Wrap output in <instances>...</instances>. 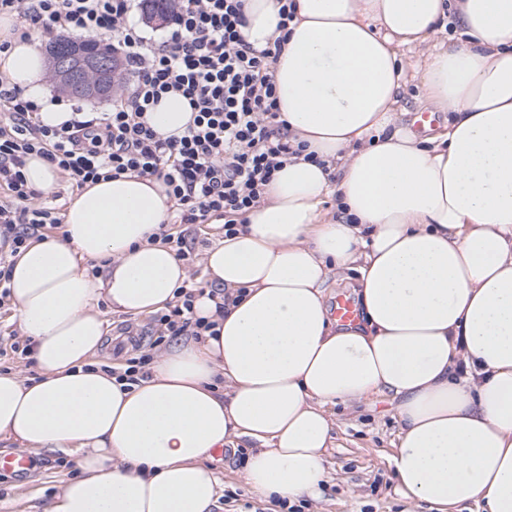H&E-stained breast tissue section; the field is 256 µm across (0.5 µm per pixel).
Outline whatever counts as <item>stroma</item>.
<instances>
[{
	"label": "stroma",
	"instance_id": "obj_1",
	"mask_svg": "<svg viewBox=\"0 0 512 512\" xmlns=\"http://www.w3.org/2000/svg\"><path fill=\"white\" fill-rule=\"evenodd\" d=\"M113 334L125 336L112 348L109 362L119 366L128 358L150 351V316L110 314ZM338 423L334 448L326 467L331 478L320 500L309 501L305 512H435L429 504L408 507L396 491V479L387 457L396 442L399 424L389 396H373L354 408L333 407ZM219 468L230 501H219L213 512H281L276 500L255 494L242 477L244 465L235 448L221 452ZM33 468L16 475L0 470V512H43L61 480L76 475L72 458L53 452L33 454Z\"/></svg>",
	"mask_w": 512,
	"mask_h": 512
}]
</instances>
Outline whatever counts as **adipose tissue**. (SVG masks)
I'll list each match as a JSON object with an SVG mask.
<instances>
[{
    "label": "adipose tissue",
    "instance_id": "obj_1",
    "mask_svg": "<svg viewBox=\"0 0 512 512\" xmlns=\"http://www.w3.org/2000/svg\"><path fill=\"white\" fill-rule=\"evenodd\" d=\"M295 2L276 95L320 161L289 160L243 228L205 249L194 315L213 331L157 353L135 383L98 360L112 344L106 311L162 310L189 278L151 239L170 215L157 180L84 187L65 238L14 258L11 296L40 374L0 373V441L72 455L80 470L45 512H212L214 452L240 439L253 491L318 497L331 407L376 394L396 402L390 463L407 504L512 512V0ZM450 13L447 45L436 35ZM245 16L254 47L283 35L278 0H246ZM405 48L425 64L404 63ZM0 72L39 96L32 43L13 41ZM411 78L449 116L426 139L403 123ZM190 118L179 96L148 115L166 136ZM334 191L335 218L320 209ZM349 271L364 322L343 328L325 288ZM214 288L231 297L224 309Z\"/></svg>",
    "mask_w": 512,
    "mask_h": 512
}]
</instances>
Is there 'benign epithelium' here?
<instances>
[{"mask_svg":"<svg viewBox=\"0 0 512 512\" xmlns=\"http://www.w3.org/2000/svg\"><path fill=\"white\" fill-rule=\"evenodd\" d=\"M49 65L59 87L69 93L109 98L114 90L113 61L97 56L84 42L58 41L49 51Z\"/></svg>","mask_w":512,"mask_h":512,"instance_id":"7a95c632","label":"benign epithelium"}]
</instances>
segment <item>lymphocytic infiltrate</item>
<instances>
[{
  "mask_svg": "<svg viewBox=\"0 0 512 512\" xmlns=\"http://www.w3.org/2000/svg\"><path fill=\"white\" fill-rule=\"evenodd\" d=\"M245 0H174L157 36L131 23L135 0H0L12 33L36 41L53 32L92 38L122 55L132 74L109 110L71 105L70 120L42 124L40 104L0 73V309L12 305V258L43 229H61L57 193L30 187L28 156L54 168L65 189L135 174L158 180L171 202L157 236L186 266L197 254L181 224L220 223L237 233L244 214L291 158L315 161L293 144L275 98L273 65L280 42L259 49L243 34ZM181 95L193 119L182 135L164 136L144 120L163 96ZM201 281L189 279L154 317L156 343L198 334L193 303Z\"/></svg>",
  "mask_w": 512,
  "mask_h": 512,
  "instance_id": "f902f5d3",
  "label": "lymphocytic infiltrate"
}]
</instances>
